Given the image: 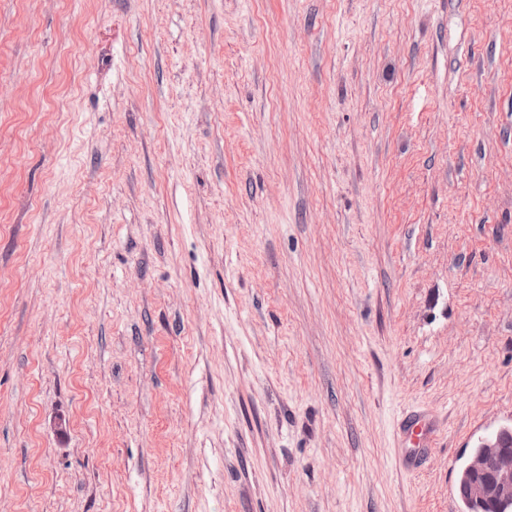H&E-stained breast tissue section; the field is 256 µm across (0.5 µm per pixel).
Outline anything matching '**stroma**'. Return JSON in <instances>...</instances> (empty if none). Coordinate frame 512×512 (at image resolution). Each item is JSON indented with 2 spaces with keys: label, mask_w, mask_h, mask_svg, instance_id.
Returning a JSON list of instances; mask_svg holds the SVG:
<instances>
[{
  "label": "stroma",
  "mask_w": 512,
  "mask_h": 512,
  "mask_svg": "<svg viewBox=\"0 0 512 512\" xmlns=\"http://www.w3.org/2000/svg\"><path fill=\"white\" fill-rule=\"evenodd\" d=\"M509 422L512 0H0V512H465Z\"/></svg>",
  "instance_id": "stroma-1"
}]
</instances>
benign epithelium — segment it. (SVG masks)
I'll list each match as a JSON object with an SVG mask.
<instances>
[{
  "label": "benign epithelium",
  "mask_w": 512,
  "mask_h": 512,
  "mask_svg": "<svg viewBox=\"0 0 512 512\" xmlns=\"http://www.w3.org/2000/svg\"><path fill=\"white\" fill-rule=\"evenodd\" d=\"M468 512L512 506V424L480 437L460 472Z\"/></svg>",
  "instance_id": "7a95c632"
}]
</instances>
